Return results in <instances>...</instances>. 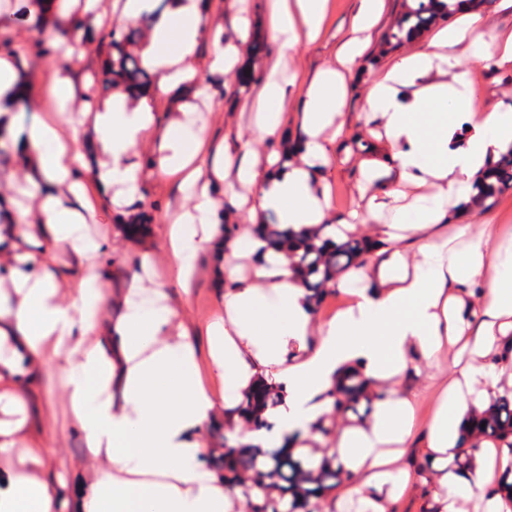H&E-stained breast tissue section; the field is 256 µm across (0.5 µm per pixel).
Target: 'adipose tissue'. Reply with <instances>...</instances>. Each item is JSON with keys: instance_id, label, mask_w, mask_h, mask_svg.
Returning a JSON list of instances; mask_svg holds the SVG:
<instances>
[{"instance_id": "adipose-tissue-1", "label": "adipose tissue", "mask_w": 512, "mask_h": 512, "mask_svg": "<svg viewBox=\"0 0 512 512\" xmlns=\"http://www.w3.org/2000/svg\"><path fill=\"white\" fill-rule=\"evenodd\" d=\"M325 4L271 0L280 53L250 107L256 139L278 131L288 107V53L321 36ZM383 8L384 0H361L336 66L310 80L305 135L285 166L273 154L260 169L230 149L212 163L199 152L205 130L192 101L209 88L192 59L213 33L212 0H123L122 17L147 22L140 56L156 83L140 94L80 102L67 78L52 80L55 99L79 120L66 132L49 117L14 133L15 152L49 192L40 223L22 217L0 225V263L12 278L11 290H0V512H244L243 487H228L208 464L215 451L207 428L224 423L240 442L263 448L292 439L313 446L322 439L316 424L330 413L327 393L351 370L368 379L374 409L333 441L353 474L336 512H388L416 481L430 486L435 512H460L459 500L475 492L483 512H512V487L501 479L512 464L507 441L492 450L480 440L467 475L448 470L461 435L473 432L492 397L512 391V235L498 224L474 226L472 204L477 181L512 150V106L474 111L453 49L468 43L472 58L512 69V34L484 38L469 0H440L448 25L371 81L368 107L383 122L397 180L366 198L358 223L335 231L340 237L365 224L371 243L337 282L348 303L335 318L316 323L285 252L268 247L258 229L269 215L296 232L327 222L326 133L343 116L345 74L363 57ZM250 25L240 16L238 43L214 40L209 72L237 75ZM161 105L180 116L159 136L158 163H146L137 147ZM83 124L92 132L88 155L78 147ZM159 169L185 174L187 202L164 230L170 275L186 291L202 256L216 251L223 262L222 306L204 326L211 370L224 385L217 393L199 380L192 337L151 253H143L114 321L102 322L109 293L100 264L112 238L89 232L76 206L80 174H91L119 212ZM229 177L254 203L251 224L228 241L218 183ZM407 236L409 248L401 245ZM60 252L79 268L65 290L52 269ZM424 364L434 375L409 387L407 377ZM54 374L84 458L51 476L56 451L31 436L27 394ZM259 383L282 392L264 413L267 430L246 427L238 412ZM425 398L432 401L427 464L406 470L398 460L416 439Z\"/></svg>"}]
</instances>
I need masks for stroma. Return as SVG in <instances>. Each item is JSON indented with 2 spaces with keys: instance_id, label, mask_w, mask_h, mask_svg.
<instances>
[{
  "instance_id": "1",
  "label": "stroma",
  "mask_w": 512,
  "mask_h": 512,
  "mask_svg": "<svg viewBox=\"0 0 512 512\" xmlns=\"http://www.w3.org/2000/svg\"><path fill=\"white\" fill-rule=\"evenodd\" d=\"M113 2L98 0L94 9L74 14V21L80 22V31L86 36L83 59L69 61L58 54L41 61L34 55L33 42L39 31L49 34L57 31V20L48 19L44 29H37L31 21L17 18L21 0H0V57L10 58L17 69L19 81L30 85L33 90L32 100H19L10 112L14 128L28 125L39 116L61 114V106L47 91L52 75L57 71L72 78L77 94L88 93L101 101L108 99L109 93L102 87V64L113 27L125 23L120 11L114 10ZM268 5L269 0H246L252 29L259 32L266 44L255 64L254 78L249 85L241 86L234 78L208 73L207 64L213 49L211 41L201 42L196 49L193 64L204 73L211 89L209 97L195 102L199 121L207 129L204 153H211L217 144L226 140L237 147L240 155L262 162L268 154L282 153L284 142L302 136L299 100L312 74L333 65L335 50L339 42L348 36L360 0H327L324 36L289 52L283 76L294 79L295 84L290 88L288 108L275 137L258 142L253 136L248 107L258 95L270 61L279 52L278 43L269 37ZM391 62L388 56L374 59L372 52L368 51L346 75L349 92L343 109V133L333 144L330 164L325 172L331 224L347 219L349 213L362 204L360 191L367 184L364 163L370 157L377 133L382 130L379 121L373 120L368 110L367 81L387 69ZM464 67L474 84L477 98L483 101L485 108L512 105L511 70L487 68L471 60H466ZM30 173L31 169L23 158L13 154L9 133L0 134V197L5 200L0 206V225L15 223L23 212L28 213L31 222H38V204L45 186L30 183ZM183 178L182 172L171 170L145 181L140 198L130 205L129 210L134 215L149 212L153 221L148 232L136 242L126 239L121 225L115 223L109 198L102 195L92 178H85L81 203L87 209L88 224L95 231L106 227L112 230V247L106 257L109 271L106 282L113 296H120L129 288L140 252L148 250L162 255V229L168 223L170 213L177 210L182 202ZM224 287L220 261L213 255L203 257L184 304L186 320L192 327L206 324L222 300ZM51 396L50 412H43L41 403L29 404L32 430L39 433L44 427H51L57 441L58 458L79 460L83 448L80 438L71 428L68 400L58 386L54 387Z\"/></svg>"
}]
</instances>
